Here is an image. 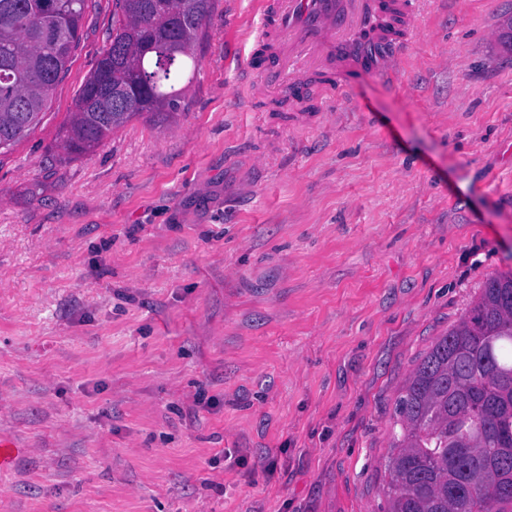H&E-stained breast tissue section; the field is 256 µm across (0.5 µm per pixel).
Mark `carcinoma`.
Here are the masks:
<instances>
[{
	"mask_svg": "<svg viewBox=\"0 0 512 512\" xmlns=\"http://www.w3.org/2000/svg\"><path fill=\"white\" fill-rule=\"evenodd\" d=\"M87 0H0V150L42 119ZM211 0H115L109 46L63 128L69 155L136 117L169 120L198 66ZM384 512H512V274L436 339L396 397Z\"/></svg>",
	"mask_w": 512,
	"mask_h": 512,
	"instance_id": "cac0c4a2",
	"label": "carcinoma"
}]
</instances>
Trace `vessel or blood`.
Instances as JSON below:
<instances>
[{
  "instance_id": "obj_1",
  "label": "vessel or blood",
  "mask_w": 512,
  "mask_h": 512,
  "mask_svg": "<svg viewBox=\"0 0 512 512\" xmlns=\"http://www.w3.org/2000/svg\"><path fill=\"white\" fill-rule=\"evenodd\" d=\"M413 22L411 0H267L257 41L278 64L297 54L314 60L322 83L309 88L302 75L290 77L296 87L292 107L306 112L364 78L391 80ZM278 64L249 65L243 74L248 91L257 95L280 84Z\"/></svg>"
}]
</instances>
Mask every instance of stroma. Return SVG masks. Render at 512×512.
Masks as SVG:
<instances>
[{
	"instance_id": "obj_1",
	"label": "stroma",
	"mask_w": 512,
	"mask_h": 512,
	"mask_svg": "<svg viewBox=\"0 0 512 512\" xmlns=\"http://www.w3.org/2000/svg\"><path fill=\"white\" fill-rule=\"evenodd\" d=\"M394 86L244 101L212 0L174 118L67 158L113 0L0 155V512H382L395 399L512 272V0H414Z\"/></svg>"
}]
</instances>
